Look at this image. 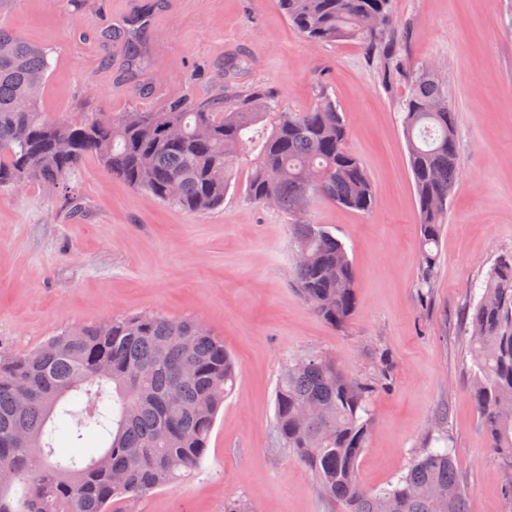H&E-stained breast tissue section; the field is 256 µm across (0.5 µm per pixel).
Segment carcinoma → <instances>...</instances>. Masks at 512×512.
<instances>
[{"instance_id": "1", "label": "carcinoma", "mask_w": 512, "mask_h": 512, "mask_svg": "<svg viewBox=\"0 0 512 512\" xmlns=\"http://www.w3.org/2000/svg\"><path fill=\"white\" fill-rule=\"evenodd\" d=\"M392 0H279L288 21L317 44L353 40L384 85L405 74ZM47 49L0 27V191L65 187L93 156L107 174L153 200L204 213L232 189L288 215L329 199L373 207L375 188L347 148L350 130L322 94L306 112L252 89L209 102L173 101L155 112L51 120L41 95ZM422 261L419 288L439 273L438 245L459 169L455 115L442 83L423 68L401 105ZM248 169L244 188L238 170ZM297 287L326 323L343 326L357 306L356 272L324 225H292ZM470 397L501 468L512 472V256L497 260L469 320ZM237 380L224 342L201 321L160 314L112 318L61 331L37 349L0 355V512H121L185 480L203 463L216 417ZM322 410L306 420L298 409ZM372 423L368 391L326 355L289 361L275 388L277 444L314 475L345 512H470L453 450L428 448L396 484L362 487L358 460ZM22 430L27 446L11 438ZM105 432L101 452L59 456L61 435Z\"/></svg>"}]
</instances>
